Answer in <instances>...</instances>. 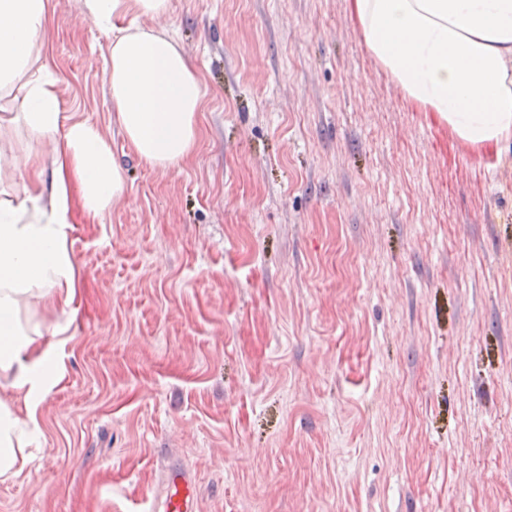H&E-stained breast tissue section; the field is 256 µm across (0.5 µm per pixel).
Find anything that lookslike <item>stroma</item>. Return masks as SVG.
<instances>
[{
  "label": "stroma",
  "instance_id": "obj_1",
  "mask_svg": "<svg viewBox=\"0 0 512 512\" xmlns=\"http://www.w3.org/2000/svg\"><path fill=\"white\" fill-rule=\"evenodd\" d=\"M202 82L179 166L120 131L110 38L51 0L41 75L126 190L64 172L76 315L0 512H512V140L473 145L368 49L352 0H170ZM0 111L22 191L28 154ZM159 476L153 491L152 512H197L199 491L196 481L179 459L159 453Z\"/></svg>",
  "mask_w": 512,
  "mask_h": 512
}]
</instances>
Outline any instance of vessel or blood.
<instances>
[{
    "instance_id": "1",
    "label": "vessel or blood",
    "mask_w": 512,
    "mask_h": 512,
    "mask_svg": "<svg viewBox=\"0 0 512 512\" xmlns=\"http://www.w3.org/2000/svg\"><path fill=\"white\" fill-rule=\"evenodd\" d=\"M198 497V487L189 468L175 457L161 456L151 512H198Z\"/></svg>"
}]
</instances>
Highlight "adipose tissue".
I'll use <instances>...</instances> for the list:
<instances>
[{
	"label": "adipose tissue",
	"mask_w": 512,
	"mask_h": 512,
	"mask_svg": "<svg viewBox=\"0 0 512 512\" xmlns=\"http://www.w3.org/2000/svg\"><path fill=\"white\" fill-rule=\"evenodd\" d=\"M76 2L112 36L105 74L130 147L150 166L180 165L198 138L201 81L168 33L114 24L130 6L162 21L169 0ZM355 8L368 48L410 97L464 141L512 138V0H355ZM47 21L48 0H0V94L13 93L16 121L59 167L80 174L85 206L99 214L123 195L124 168L96 127L62 124L55 85L35 70ZM22 178V194L0 200V476L13 473L39 429L42 368L61 333L36 316L73 314L75 300L65 184L47 183L35 158Z\"/></svg>",
	"instance_id": "obj_1"
}]
</instances>
